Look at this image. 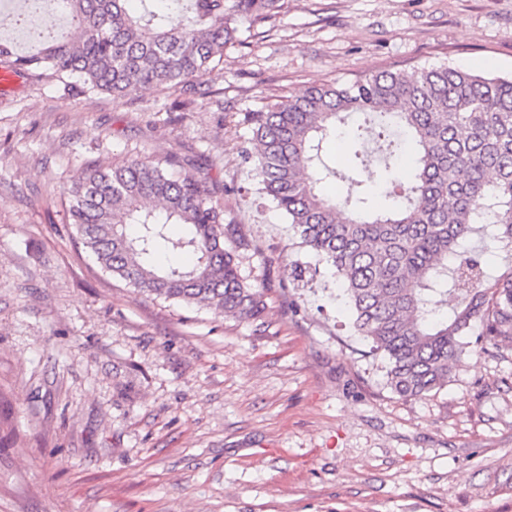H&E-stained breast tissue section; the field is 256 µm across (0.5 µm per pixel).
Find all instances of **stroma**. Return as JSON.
<instances>
[{"mask_svg":"<svg viewBox=\"0 0 512 512\" xmlns=\"http://www.w3.org/2000/svg\"><path fill=\"white\" fill-rule=\"evenodd\" d=\"M203 76L124 101L0 88V512H512V350L404 400L332 269L243 162L271 96L448 65L512 75V0H288ZM202 158L262 320L142 295L67 221L87 162Z\"/></svg>","mask_w":512,"mask_h":512,"instance_id":"35a3bbf8","label":"stroma"}]
</instances>
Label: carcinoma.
<instances>
[{
    "instance_id": "obj_1",
    "label": "carcinoma",
    "mask_w": 512,
    "mask_h": 512,
    "mask_svg": "<svg viewBox=\"0 0 512 512\" xmlns=\"http://www.w3.org/2000/svg\"><path fill=\"white\" fill-rule=\"evenodd\" d=\"M27 0L16 16L66 10L80 32L20 54L0 40V68L50 75L75 95L116 100L167 83L185 87L224 62L250 27L286 12L288 0H169L157 14L129 0ZM350 113L364 116L342 175L346 195L318 189L332 170L323 143ZM261 190L296 229L300 245L343 285L354 332L385 361L387 386L420 398L448 382L470 347H512V77L450 66L383 71L344 85L312 86L247 116ZM68 223L103 273L156 299L209 306L242 321L261 319L264 294L239 272V228L201 163L177 155L94 162L72 181ZM504 251L498 273L483 260ZM187 253L189 266L158 263Z\"/></svg>"
}]
</instances>
